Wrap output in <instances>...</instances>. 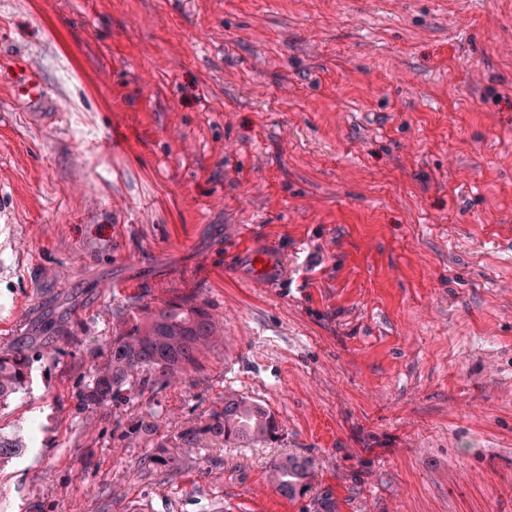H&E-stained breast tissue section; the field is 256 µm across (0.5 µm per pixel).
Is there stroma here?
I'll list each match as a JSON object with an SVG mask.
<instances>
[{"label":"stroma","instance_id":"stroma-1","mask_svg":"<svg viewBox=\"0 0 512 512\" xmlns=\"http://www.w3.org/2000/svg\"><path fill=\"white\" fill-rule=\"evenodd\" d=\"M244 249L295 261L257 288ZM177 299L223 345L78 409L121 315ZM2 323L56 355L0 405L40 425L0 512H512V0H0ZM229 392L278 439L171 479L119 438ZM269 477L272 487L280 496L297 499L306 495L312 474L305 459L286 455L271 465Z\"/></svg>","mask_w":512,"mask_h":512}]
</instances>
